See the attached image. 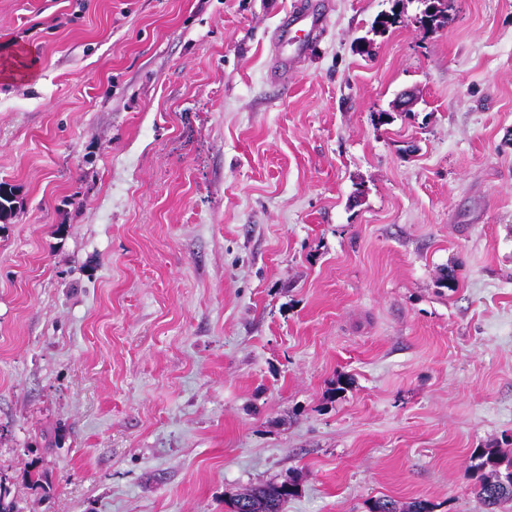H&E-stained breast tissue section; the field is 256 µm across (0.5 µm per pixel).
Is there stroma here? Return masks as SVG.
<instances>
[{
	"instance_id": "35a3bbf8",
	"label": "stroma",
	"mask_w": 512,
	"mask_h": 512,
	"mask_svg": "<svg viewBox=\"0 0 512 512\" xmlns=\"http://www.w3.org/2000/svg\"><path fill=\"white\" fill-rule=\"evenodd\" d=\"M302 9L327 24L292 62ZM420 12L0 0L18 512H229L283 481V512H483L470 457L512 453V0Z\"/></svg>"
}]
</instances>
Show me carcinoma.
Here are the masks:
<instances>
[{
  "mask_svg": "<svg viewBox=\"0 0 512 512\" xmlns=\"http://www.w3.org/2000/svg\"><path fill=\"white\" fill-rule=\"evenodd\" d=\"M14 186L0 182V220H8L19 207ZM474 493L486 512H497L505 502L512 501V457L501 449L477 448L471 455ZM297 493L296 484L271 483L249 489L233 499V512H281L282 505ZM372 512H430L423 500L413 501L400 509L391 499H378Z\"/></svg>",
  "mask_w": 512,
  "mask_h": 512,
  "instance_id": "1",
  "label": "carcinoma"
}]
</instances>
